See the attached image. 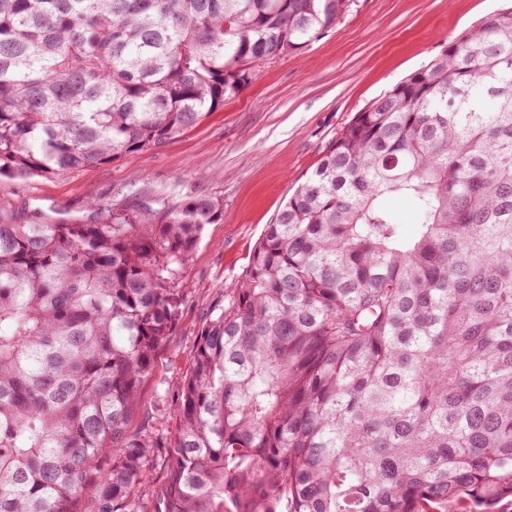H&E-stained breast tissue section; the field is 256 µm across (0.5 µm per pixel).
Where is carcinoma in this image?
Wrapping results in <instances>:
<instances>
[{
    "instance_id": "cac0c4a2",
    "label": "carcinoma",
    "mask_w": 512,
    "mask_h": 512,
    "mask_svg": "<svg viewBox=\"0 0 512 512\" xmlns=\"http://www.w3.org/2000/svg\"><path fill=\"white\" fill-rule=\"evenodd\" d=\"M352 0H0V177L158 146ZM417 216L403 234L389 205ZM0 221V512H494L512 498V6L356 113L132 433L211 196ZM146 466L152 474L153 483L141 488L139 493L140 509L142 512H154L156 506L154 497L155 486L160 484L166 476L164 455L158 454L150 457L146 462Z\"/></svg>"
}]
</instances>
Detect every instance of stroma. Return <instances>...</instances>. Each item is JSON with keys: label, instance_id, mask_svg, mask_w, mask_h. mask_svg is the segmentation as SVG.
I'll return each mask as SVG.
<instances>
[{"label": "stroma", "instance_id": "obj_1", "mask_svg": "<svg viewBox=\"0 0 512 512\" xmlns=\"http://www.w3.org/2000/svg\"><path fill=\"white\" fill-rule=\"evenodd\" d=\"M501 0H353L300 52L254 66L250 83L223 107L165 143L78 172L0 178V219L88 224L104 205L220 198L179 276L180 323L143 380L131 432L174 439L176 385L201 331L224 305L267 224L316 169L328 142L374 98L423 69Z\"/></svg>", "mask_w": 512, "mask_h": 512}]
</instances>
